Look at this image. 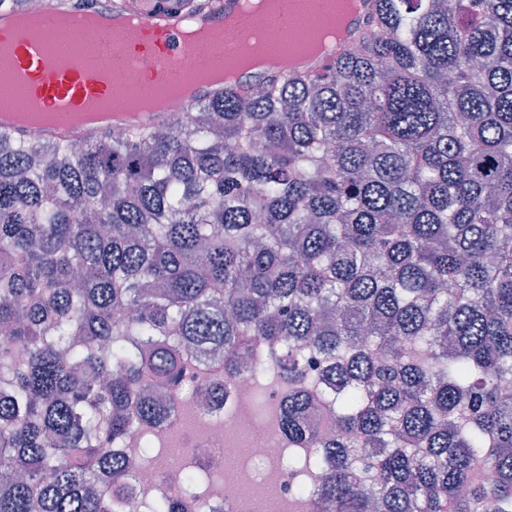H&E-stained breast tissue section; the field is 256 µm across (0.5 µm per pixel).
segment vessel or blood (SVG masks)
Wrapping results in <instances>:
<instances>
[{
  "mask_svg": "<svg viewBox=\"0 0 512 512\" xmlns=\"http://www.w3.org/2000/svg\"><path fill=\"white\" fill-rule=\"evenodd\" d=\"M237 0H220L211 9L193 17L165 12L146 13L139 38L127 41L111 28H104L97 43L93 62L71 61L52 52L54 31L51 25L13 39L10 18L15 10L0 7V40H12L11 70L22 82L31 100L41 109L55 116L53 123L25 126V136L34 139L80 140L91 135L87 126L71 124L70 113L105 103L110 97L109 75L123 72L138 84L171 76L183 77L182 64L192 59L205 64L217 48L203 44L190 48L183 39L186 24L208 30L217 21L235 17Z\"/></svg>",
  "mask_w": 512,
  "mask_h": 512,
  "instance_id": "obj_1",
  "label": "vessel or blood"
}]
</instances>
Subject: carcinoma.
Segmentation results:
<instances>
[{"instance_id":"carcinoma-1","label":"carcinoma","mask_w":512,"mask_h":512,"mask_svg":"<svg viewBox=\"0 0 512 512\" xmlns=\"http://www.w3.org/2000/svg\"><path fill=\"white\" fill-rule=\"evenodd\" d=\"M0 327V512L132 508L116 446L150 463L184 349L224 353V395L254 342V383L288 385L295 512H512V0H375L325 76L175 122L1 129Z\"/></svg>"}]
</instances>
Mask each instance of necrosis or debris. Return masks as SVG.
<instances>
[{"instance_id":"necrosis-or-debris-1","label":"necrosis or debris","mask_w":512,"mask_h":512,"mask_svg":"<svg viewBox=\"0 0 512 512\" xmlns=\"http://www.w3.org/2000/svg\"><path fill=\"white\" fill-rule=\"evenodd\" d=\"M252 393V382L241 380L231 387L225 403L213 404L207 412L200 409L194 394H187L180 415L154 432L164 456L159 465L142 473L145 491L156 497L178 492L179 471L190 466L200 483L184 499L201 496L211 512H226L230 504L235 512H271L292 504L296 483L291 475L277 478L273 499L256 492L267 482L268 465L286 458L288 442L276 426L248 417L245 408Z\"/></svg>"}]
</instances>
